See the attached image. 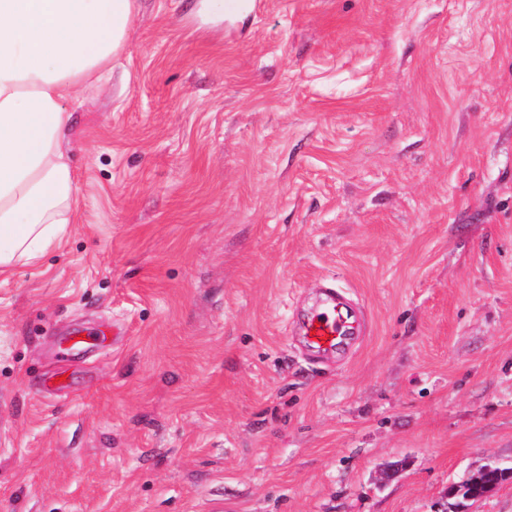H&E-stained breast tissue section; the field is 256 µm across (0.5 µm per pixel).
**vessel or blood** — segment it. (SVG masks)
Listing matches in <instances>:
<instances>
[{
  "label": "vessel or blood",
  "mask_w": 512,
  "mask_h": 512,
  "mask_svg": "<svg viewBox=\"0 0 512 512\" xmlns=\"http://www.w3.org/2000/svg\"><path fill=\"white\" fill-rule=\"evenodd\" d=\"M299 335L313 359L349 354L364 336V318L334 284H325L316 304L303 316Z\"/></svg>",
  "instance_id": "obj_1"
}]
</instances>
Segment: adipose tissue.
Returning <instances> with one entry per match:
<instances>
[{
  "label": "adipose tissue",
  "mask_w": 512,
  "mask_h": 512,
  "mask_svg": "<svg viewBox=\"0 0 512 512\" xmlns=\"http://www.w3.org/2000/svg\"><path fill=\"white\" fill-rule=\"evenodd\" d=\"M137 0H0V275L61 241L76 183L65 110L124 50Z\"/></svg>",
  "instance_id": "adipose-tissue-1"
}]
</instances>
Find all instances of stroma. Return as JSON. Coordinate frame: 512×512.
I'll list each match as a JSON object with an SVG mask.
<instances>
[{
	"label": "stroma",
	"instance_id": "1",
	"mask_svg": "<svg viewBox=\"0 0 512 512\" xmlns=\"http://www.w3.org/2000/svg\"><path fill=\"white\" fill-rule=\"evenodd\" d=\"M127 43L67 106L77 223L0 278V512H437L512 467V0H139ZM328 280L366 332L315 364Z\"/></svg>",
	"mask_w": 512,
	"mask_h": 512
}]
</instances>
